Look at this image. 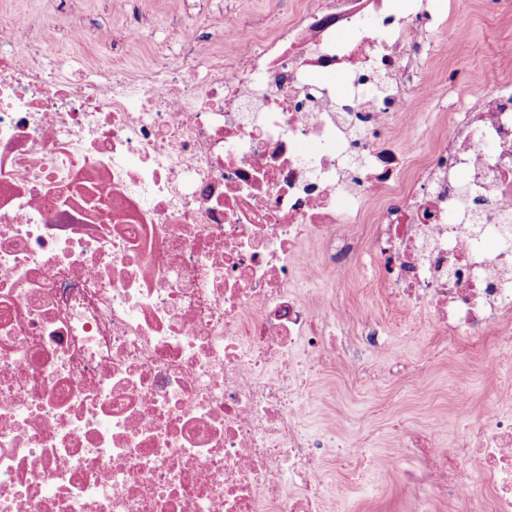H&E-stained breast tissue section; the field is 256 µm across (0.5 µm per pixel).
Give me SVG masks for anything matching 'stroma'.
<instances>
[{
    "label": "stroma",
    "instance_id": "stroma-1",
    "mask_svg": "<svg viewBox=\"0 0 512 512\" xmlns=\"http://www.w3.org/2000/svg\"><path fill=\"white\" fill-rule=\"evenodd\" d=\"M176 5L177 0H145L154 19L152 36L127 52L92 42L60 43L64 75L85 73L89 59L104 71L122 66L133 72L156 61L169 41V15ZM444 19L464 26L469 38L458 52L433 58L430 67L466 71L468 82L458 89L465 99L501 74L496 45L512 33V18L496 16L492 0H445ZM301 290L340 299L355 311L371 306L385 330V349L373 351L364 348L359 328H350L341 340L361 350L360 361L327 365L313 381L304 425L313 437L330 440L320 451L329 489L323 512H414L396 470H419L423 462L411 454L395 459V424L419 439L437 425L440 442L460 444L465 430L483 429L489 410L512 408V351L498 347L496 331L479 342L442 335L426 311L387 304L378 264L370 259L344 278L329 271ZM491 360L501 364L494 377L484 372Z\"/></svg>",
    "mask_w": 512,
    "mask_h": 512
}]
</instances>
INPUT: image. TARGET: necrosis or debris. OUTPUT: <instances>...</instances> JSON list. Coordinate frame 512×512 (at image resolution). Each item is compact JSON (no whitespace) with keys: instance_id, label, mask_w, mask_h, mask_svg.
Segmentation results:
<instances>
[{"instance_id":"1","label":"necrosis or debris","mask_w":512,"mask_h":512,"mask_svg":"<svg viewBox=\"0 0 512 512\" xmlns=\"http://www.w3.org/2000/svg\"><path fill=\"white\" fill-rule=\"evenodd\" d=\"M179 2L183 48L143 78L55 54L140 44L139 19L0 40V512H321L299 288L365 252L437 329L512 349V78L419 132L457 81L428 54L467 40L440 0H305L271 29L232 0L200 38ZM422 455L415 512L442 488L482 512L476 470L512 512V415Z\"/></svg>"}]
</instances>
